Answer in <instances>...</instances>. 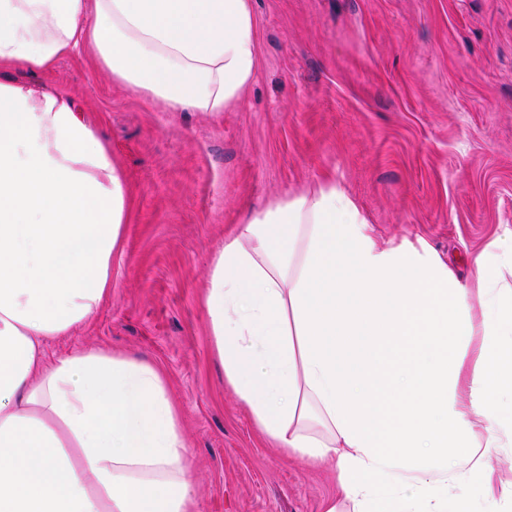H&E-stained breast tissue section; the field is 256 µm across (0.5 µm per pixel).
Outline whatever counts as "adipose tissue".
Wrapping results in <instances>:
<instances>
[{"label":"adipose tissue","instance_id":"ef3b65f1","mask_svg":"<svg viewBox=\"0 0 512 512\" xmlns=\"http://www.w3.org/2000/svg\"><path fill=\"white\" fill-rule=\"evenodd\" d=\"M85 55L166 112L241 107L252 0H0V512H201L154 363L47 342L112 292L128 187L84 104L6 79ZM460 279L426 242L379 243L336 181L225 238L205 304L224 382L291 460L333 464L323 512H469L512 447V228Z\"/></svg>","mask_w":512,"mask_h":512}]
</instances>
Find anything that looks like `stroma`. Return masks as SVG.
I'll list each match as a JSON object with an SVG mask.
<instances>
[{
    "label": "stroma",
    "mask_w": 512,
    "mask_h": 512,
    "mask_svg": "<svg viewBox=\"0 0 512 512\" xmlns=\"http://www.w3.org/2000/svg\"><path fill=\"white\" fill-rule=\"evenodd\" d=\"M259 70L237 110L164 112L85 56L14 80L82 101L128 184L112 294L47 358L87 346L159 366L201 512H320L332 465L285 458L224 385L202 295L225 236L317 181L380 240L424 239L460 275L512 227V0H253Z\"/></svg>",
    "instance_id": "1"
}]
</instances>
